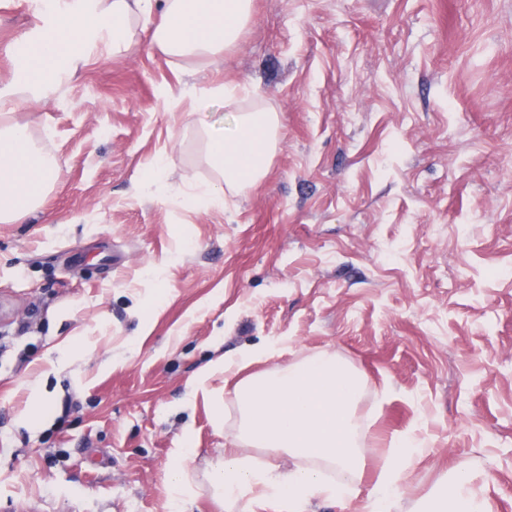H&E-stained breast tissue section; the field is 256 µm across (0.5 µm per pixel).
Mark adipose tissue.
I'll list each match as a JSON object with an SVG mask.
<instances>
[{"instance_id":"obj_1","label":"adipose tissue","mask_w":512,"mask_h":512,"mask_svg":"<svg viewBox=\"0 0 512 512\" xmlns=\"http://www.w3.org/2000/svg\"><path fill=\"white\" fill-rule=\"evenodd\" d=\"M254 0H51L36 10L31 30L12 49L13 63L0 77V223L21 224L41 210L60 177L57 159L14 117L22 99L46 105L60 86L94 59L116 61L141 45L162 55L175 75L222 61L240 46ZM170 111H205L221 101L235 126L223 134L203 130V157L215 178L190 186L188 207L223 206L226 194L259 185L280 139L278 111L232 84L165 89ZM364 380L351 364L324 349L295 357L270 371L238 381L231 395L211 392L213 417L237 412L231 450L213 462L204 481L224 512H315L319 502L354 506L355 512H394L406 470L424 453L402 437L378 470L373 488L360 485L375 447L358 436L356 406ZM287 457V470L258 463L252 449ZM421 512H494L476 489L469 468H449L425 498Z\"/></svg>"}]
</instances>
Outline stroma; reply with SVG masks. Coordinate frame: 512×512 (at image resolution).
I'll return each mask as SVG.
<instances>
[{"label":"stroma","instance_id":"1","mask_svg":"<svg viewBox=\"0 0 512 512\" xmlns=\"http://www.w3.org/2000/svg\"><path fill=\"white\" fill-rule=\"evenodd\" d=\"M33 8L0 0V71ZM213 81L271 103L281 138L259 187L206 211L184 191L231 114L166 111L163 57L18 105L63 175L0 224V512H173L176 449L204 467L232 430L195 377L282 338L361 371L362 433L425 444L397 512L459 462L512 512V0H255L186 83ZM161 151L164 192H135Z\"/></svg>","mask_w":512,"mask_h":512}]
</instances>
